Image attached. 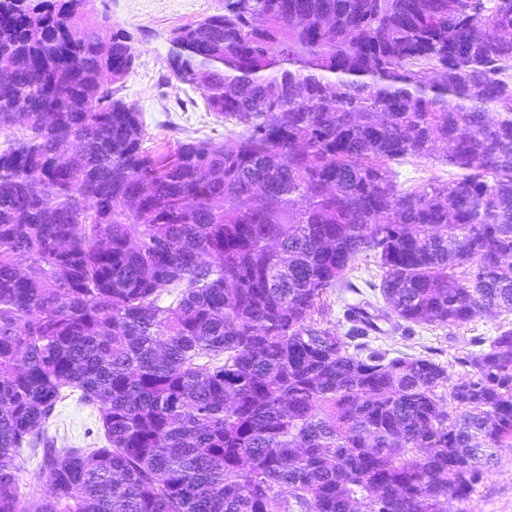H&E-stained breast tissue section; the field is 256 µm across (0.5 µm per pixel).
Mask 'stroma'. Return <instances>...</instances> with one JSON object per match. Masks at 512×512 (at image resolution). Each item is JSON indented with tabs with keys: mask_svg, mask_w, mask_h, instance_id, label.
I'll return each mask as SVG.
<instances>
[{
	"mask_svg": "<svg viewBox=\"0 0 512 512\" xmlns=\"http://www.w3.org/2000/svg\"><path fill=\"white\" fill-rule=\"evenodd\" d=\"M90 10L95 16L110 15L113 29L125 30L133 39L138 59L121 83V94L143 115L146 147L166 151L188 137L220 140L233 132V125L208 111L203 89L179 83L167 63L171 31L222 13L224 0H91ZM348 277L356 285V292L334 291L325 306L324 325L340 337L350 327L348 305L358 303L361 293L369 292L371 284L380 281L374 258L363 254L353 262ZM510 321L512 316L503 314L482 315L463 326L415 325L407 332L377 335L372 344L393 356L429 353L455 376L462 369L454 358L469 350L470 340L496 336L499 325ZM96 424L95 411L71 396L58 404L48 433L55 437L57 447L89 448ZM465 507L470 512H512V447L498 449L491 471L469 504L449 502L446 512H461Z\"/></svg>",
	"mask_w": 512,
	"mask_h": 512,
	"instance_id": "stroma-1",
	"label": "stroma"
}]
</instances>
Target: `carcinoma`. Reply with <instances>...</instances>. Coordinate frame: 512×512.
<instances>
[{
    "instance_id": "cac0c4a2",
    "label": "carcinoma",
    "mask_w": 512,
    "mask_h": 512,
    "mask_svg": "<svg viewBox=\"0 0 512 512\" xmlns=\"http://www.w3.org/2000/svg\"><path fill=\"white\" fill-rule=\"evenodd\" d=\"M0 0V512H443L512 444V326L456 362L321 327L512 313V0H224L169 67L240 128L151 151L130 34ZM448 177L408 187L396 166ZM30 260L18 268L17 257ZM105 443L58 449L59 402ZM50 487L24 489L16 459ZM399 171L402 182H406L407 185L414 183L415 181L428 177L433 172L443 175L445 178L448 177V168L441 167L438 164H432L430 162L411 160L401 165L396 166ZM378 274L379 271L374 258L361 254L352 263V270L348 273V277L360 291L370 293L374 288H370L368 283L372 282L379 285L380 277ZM361 296L352 292L339 291L338 288L333 294L329 295L326 299L324 323L322 327L329 328L335 332L337 336H340L344 341L347 340L345 333L351 326V323L347 321V306L349 304L358 303L361 300Z\"/></svg>"
}]
</instances>
